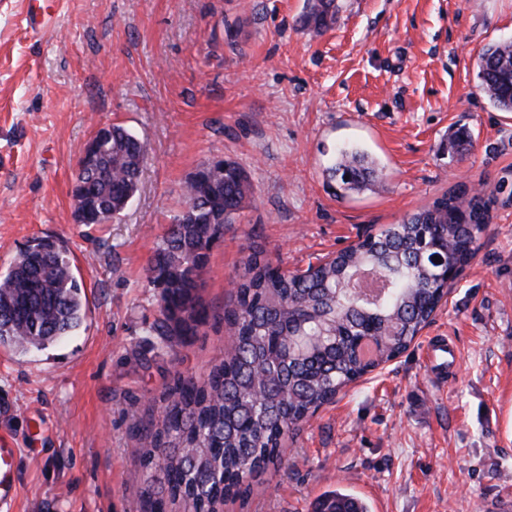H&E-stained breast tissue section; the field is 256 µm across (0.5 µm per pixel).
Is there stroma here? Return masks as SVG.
I'll return each instance as SVG.
<instances>
[{"instance_id":"35a3bbf8","label":"stroma","mask_w":512,"mask_h":512,"mask_svg":"<svg viewBox=\"0 0 512 512\" xmlns=\"http://www.w3.org/2000/svg\"><path fill=\"white\" fill-rule=\"evenodd\" d=\"M304 0H29L0 10V274L29 241L63 240L84 285L79 331L0 348V437L20 480L0 512H138L136 424L174 373L203 378L228 343L223 309L252 243L288 271L402 221L464 185L491 197L481 247L409 349L323 406L285 462L224 512H312L341 488L371 512H491L512 500V112L478 54L512 40V0H336L323 34ZM235 38H228V29ZM121 124L147 148L137 191L108 224L76 223L81 148ZM465 132L462 148L449 137ZM381 181L337 195L336 150ZM236 161L254 188L201 273L212 317L164 352L146 329L155 249L200 164Z\"/></svg>"}]
</instances>
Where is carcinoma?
Masks as SVG:
<instances>
[{"label": "carcinoma", "mask_w": 512, "mask_h": 512, "mask_svg": "<svg viewBox=\"0 0 512 512\" xmlns=\"http://www.w3.org/2000/svg\"><path fill=\"white\" fill-rule=\"evenodd\" d=\"M335 14V0H306L299 24L320 35ZM477 68L493 107L512 112V41L484 47ZM96 142L95 161L80 166L73 190L75 218L85 225L122 214L146 153L119 124L100 129ZM327 173L344 192L376 182L373 162L359 151H340ZM182 190L196 218L173 219L148 267L150 283L161 287L148 333L169 350L173 339L195 336L209 321L195 283L221 229L253 194L231 159L218 177L199 171ZM488 220L484 193L461 186L304 270H284L253 247L224 308L229 349L202 380L176 374L156 419L137 430L143 512H224L230 494L249 491L320 407L410 347L448 294V276L475 257ZM83 318L82 285L63 241H33L0 275L1 347L46 349L76 334ZM313 512L370 510L336 489Z\"/></svg>", "instance_id": "1"}]
</instances>
